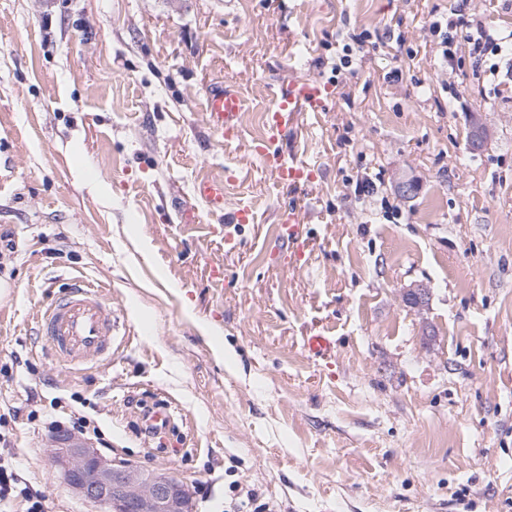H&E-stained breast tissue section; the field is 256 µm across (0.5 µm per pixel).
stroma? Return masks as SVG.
Listing matches in <instances>:
<instances>
[{
	"label": "stroma",
	"mask_w": 512,
	"mask_h": 512,
	"mask_svg": "<svg viewBox=\"0 0 512 512\" xmlns=\"http://www.w3.org/2000/svg\"><path fill=\"white\" fill-rule=\"evenodd\" d=\"M450 6L0 0V225L15 242L0 257V456L51 512H96L49 458V422L78 419L104 456L181 480L196 512H237L251 492L273 512H512V60L474 69L459 38L441 71L429 24ZM357 35L356 71L336 76ZM303 79L334 89L280 144L314 172L287 189L253 145L274 87ZM221 82L246 102L230 144L204 115ZM211 178L229 181L220 213L194 192ZM291 200L301 255L277 238ZM241 206L252 223H231ZM74 279L105 285L129 339L72 372L36 314ZM418 286L420 308L404 299ZM317 331L329 357L303 347ZM162 400L178 417L152 438L141 417Z\"/></svg>",
	"instance_id": "35a3bbf8"
}]
</instances>
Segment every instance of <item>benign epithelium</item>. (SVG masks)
<instances>
[{"mask_svg":"<svg viewBox=\"0 0 512 512\" xmlns=\"http://www.w3.org/2000/svg\"><path fill=\"white\" fill-rule=\"evenodd\" d=\"M59 477L106 512H195L185 485L164 472L146 474L107 459L74 433L58 436L50 449Z\"/></svg>","mask_w":512,"mask_h":512,"instance_id":"1","label":"benign epithelium"}]
</instances>
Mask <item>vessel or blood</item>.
Masks as SVG:
<instances>
[{
	"mask_svg": "<svg viewBox=\"0 0 512 512\" xmlns=\"http://www.w3.org/2000/svg\"><path fill=\"white\" fill-rule=\"evenodd\" d=\"M329 97L328 87L312 80L291 81L275 87L273 106L266 113L268 134L256 143L255 150L280 184L298 188L312 181V171L295 159L284 158L278 142L296 113L324 111ZM244 110V100L236 88L229 85L209 88L206 123L221 141L230 143L240 138ZM195 191L210 209L223 210V181H200ZM299 224L296 203H288L278 224V239L286 248L303 249ZM121 328L119 316L97 287L85 280L71 283L39 311L38 332L44 337L54 361L66 368L93 367L111 357ZM305 348L312 358L321 359L333 353L335 343L331 337L316 332L307 336ZM173 421L174 412L170 405L164 403L157 404L144 418L146 431L157 435L169 431Z\"/></svg>",
	"mask_w": 512,
	"mask_h": 512,
	"instance_id": "obj_1",
	"label": "vessel or blood"
}]
</instances>
